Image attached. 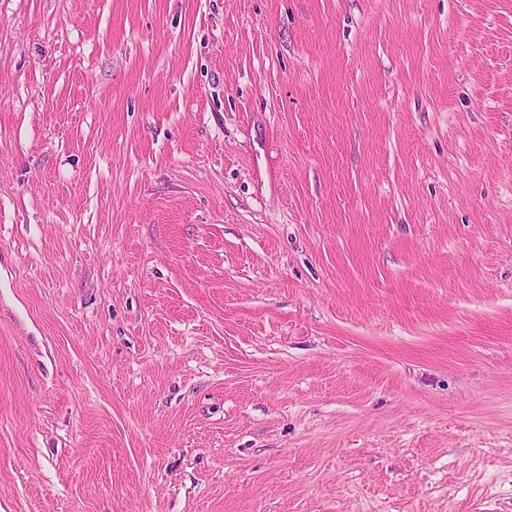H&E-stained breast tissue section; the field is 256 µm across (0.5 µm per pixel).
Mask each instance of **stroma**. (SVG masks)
<instances>
[{
  "label": "stroma",
  "mask_w": 512,
  "mask_h": 512,
  "mask_svg": "<svg viewBox=\"0 0 512 512\" xmlns=\"http://www.w3.org/2000/svg\"><path fill=\"white\" fill-rule=\"evenodd\" d=\"M0 512H512V0H0Z\"/></svg>",
  "instance_id": "1"
}]
</instances>
